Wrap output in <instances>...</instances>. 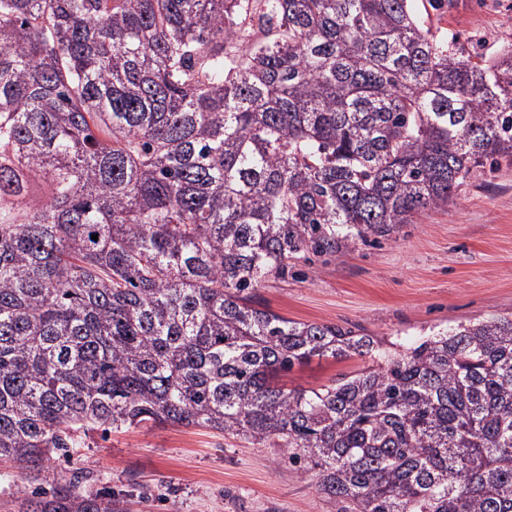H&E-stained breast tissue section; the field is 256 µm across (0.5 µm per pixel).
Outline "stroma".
Returning <instances> with one entry per match:
<instances>
[{
    "label": "stroma",
    "instance_id": "obj_1",
    "mask_svg": "<svg viewBox=\"0 0 512 512\" xmlns=\"http://www.w3.org/2000/svg\"><path fill=\"white\" fill-rule=\"evenodd\" d=\"M433 27L480 36L483 50L512 42V0H454ZM260 305L297 322L334 324L391 341L433 327L512 312V162L499 160L447 207L333 256L294 262L287 278L258 288ZM365 358H312L287 387L318 388ZM94 472L126 512H339L286 449L199 427H137L91 434L70 459L35 471L0 464V512H18L54 476Z\"/></svg>",
    "mask_w": 512,
    "mask_h": 512
}]
</instances>
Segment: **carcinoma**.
Returning <instances> with one entry per match:
<instances>
[{"instance_id":"carcinoma-1","label":"carcinoma","mask_w":512,"mask_h":512,"mask_svg":"<svg viewBox=\"0 0 512 512\" xmlns=\"http://www.w3.org/2000/svg\"><path fill=\"white\" fill-rule=\"evenodd\" d=\"M423 2L0 0V459L176 424L342 512H512V313L393 342L254 306L512 158V43ZM316 356L369 362L279 383ZM89 481L19 512H121Z\"/></svg>"}]
</instances>
